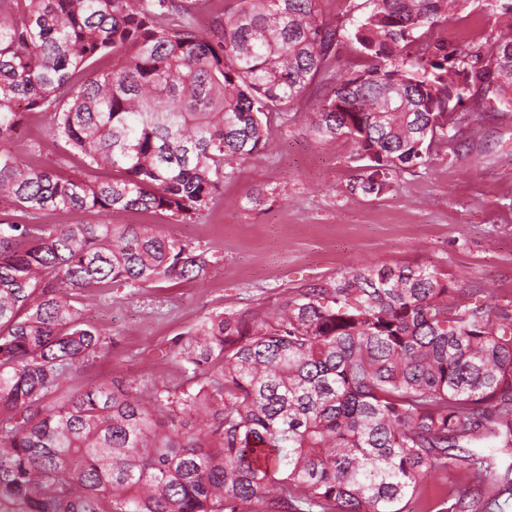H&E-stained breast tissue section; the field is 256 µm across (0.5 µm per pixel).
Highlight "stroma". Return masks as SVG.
Returning a JSON list of instances; mask_svg holds the SVG:
<instances>
[{"label":"stroma","instance_id":"stroma-1","mask_svg":"<svg viewBox=\"0 0 512 512\" xmlns=\"http://www.w3.org/2000/svg\"><path fill=\"white\" fill-rule=\"evenodd\" d=\"M511 25L472 0L432 33L463 48ZM325 90L316 80L288 122H271L263 148L225 179L200 221L113 214V223L154 224L205 250L210 271L85 299V320L110 329L112 344L78 385L117 380L147 401L157 387L187 386L178 343L205 317L271 313L286 296L361 265L427 266L485 304L512 296V112L486 110L465 128L466 148L444 147L428 166L365 195L354 187L364 161L352 142L319 141L307 130Z\"/></svg>","mask_w":512,"mask_h":512}]
</instances>
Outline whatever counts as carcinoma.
<instances>
[{
	"mask_svg": "<svg viewBox=\"0 0 512 512\" xmlns=\"http://www.w3.org/2000/svg\"><path fill=\"white\" fill-rule=\"evenodd\" d=\"M187 0H0V145L44 118L81 161L0 150V512H414L433 471L477 492L420 512L512 499V297L486 307L427 266L365 265L275 316L203 320L188 387L62 389L109 351L80 300L112 284L201 280L206 252L138 212L193 222L230 163L264 145L342 50L308 130L369 161L378 194L494 102L512 110V33L488 61L420 33L472 0H365L351 27L319 0H239L207 33ZM82 211L88 224H42Z\"/></svg>",
	"mask_w": 512,
	"mask_h": 512,
	"instance_id": "cac0c4a2",
	"label": "carcinoma"
}]
</instances>
